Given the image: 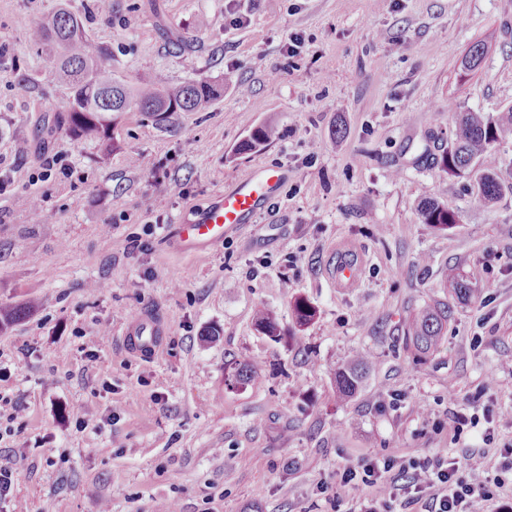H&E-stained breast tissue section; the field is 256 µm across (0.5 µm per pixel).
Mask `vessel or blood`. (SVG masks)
<instances>
[{
    "instance_id": "b4317fda",
    "label": "vessel or blood",
    "mask_w": 512,
    "mask_h": 512,
    "mask_svg": "<svg viewBox=\"0 0 512 512\" xmlns=\"http://www.w3.org/2000/svg\"><path fill=\"white\" fill-rule=\"evenodd\" d=\"M286 176L274 166H259L227 188L218 200L204 207L198 219L178 225L176 248L195 255L222 244L225 236L255 222L265 205L282 194ZM159 321L147 314L135 315L123 326L121 335L127 352L156 353L160 347Z\"/></svg>"
}]
</instances>
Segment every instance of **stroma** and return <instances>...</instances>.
Returning a JSON list of instances; mask_svg holds the SVG:
<instances>
[{"mask_svg": "<svg viewBox=\"0 0 512 512\" xmlns=\"http://www.w3.org/2000/svg\"><path fill=\"white\" fill-rule=\"evenodd\" d=\"M96 4L0 0V306L36 302L0 329V512H336L386 495L343 485L344 467L416 450L497 475L512 446V196L480 202L476 176L435 158L449 102L512 106V0H112L108 17ZM62 6L127 85L204 78L222 97L168 128L113 113L109 155L70 140L54 126L65 90L29 40ZM260 124L269 144L235 154ZM60 151L71 176L40 177ZM260 165L288 180L256 223L176 251L175 225ZM429 197L460 224H423ZM345 257L351 288L336 285ZM297 298L316 310L302 327ZM441 303L443 340L417 355L406 324ZM261 308L277 336L256 329ZM142 311L165 327L151 358L120 335ZM364 350L374 369L339 399L337 367ZM245 359L260 380L230 385ZM467 399L497 414L493 443L455 435Z\"/></svg>", "mask_w": 512, "mask_h": 512, "instance_id": "stroma-1", "label": "stroma"}]
</instances>
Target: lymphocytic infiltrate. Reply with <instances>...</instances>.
<instances>
[{"mask_svg": "<svg viewBox=\"0 0 512 512\" xmlns=\"http://www.w3.org/2000/svg\"><path fill=\"white\" fill-rule=\"evenodd\" d=\"M500 470L492 478L477 469L463 470L452 454L417 452L400 462L378 457L347 467L341 480L347 485L383 482L389 487L387 500L359 499L347 512H393V503L401 499L423 504L427 512H488L492 501L504 497L508 488L512 448L506 451Z\"/></svg>", "mask_w": 512, "mask_h": 512, "instance_id": "obj_1", "label": "lymphocytic infiltrate"}]
</instances>
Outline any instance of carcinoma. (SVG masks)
Returning <instances> with one entry per match:
<instances>
[{
	"mask_svg": "<svg viewBox=\"0 0 512 512\" xmlns=\"http://www.w3.org/2000/svg\"><path fill=\"white\" fill-rule=\"evenodd\" d=\"M30 42L44 50L50 58L58 80L69 92L66 113L57 118V126L74 141H93L109 152L114 147L109 137L114 112L137 111L146 114L155 124L167 127L177 112L206 109L223 94V86L209 80H192L177 84H161L145 80L128 89L112 69V57L86 35L81 20L64 8L42 17L34 25ZM512 132V107L496 114L464 110L458 112L455 131L449 139L448 151L437 160L445 171L463 176L480 169L477 198L494 203L503 195L512 194V183L501 177L502 159L495 144L502 133ZM272 136L266 125L255 128L236 147L243 154L263 148ZM423 221L444 230L460 223L459 213L427 199L421 207ZM34 307L27 301L9 310L0 309V325L25 316ZM315 315L314 308L303 300L295 301L293 316L303 325ZM447 311L426 307L408 322L407 340L416 352L426 354L441 342ZM258 327L269 336L276 335L273 315L265 309L256 312ZM373 358L360 354L354 361L338 368L336 385L341 395H354L364 383ZM232 382L240 385L259 379L256 367L248 360L233 368Z\"/></svg>",
	"mask_w": 512,
	"mask_h": 512,
	"instance_id": "cac0c4a2",
	"label": "carcinoma"
}]
</instances>
